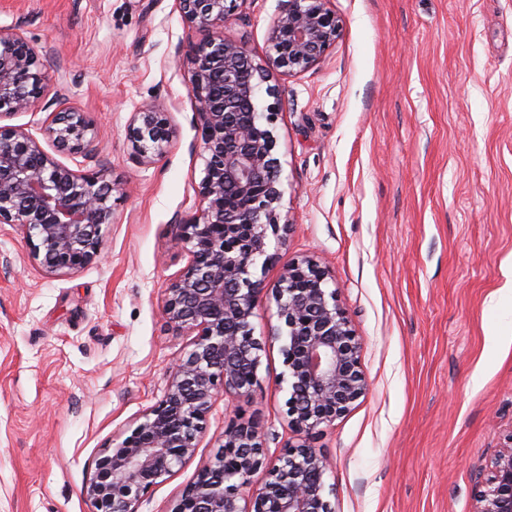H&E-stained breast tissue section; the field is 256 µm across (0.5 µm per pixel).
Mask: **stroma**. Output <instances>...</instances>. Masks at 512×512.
I'll list each match as a JSON object with an SVG mask.
<instances>
[{"label": "stroma", "mask_w": 512, "mask_h": 512, "mask_svg": "<svg viewBox=\"0 0 512 512\" xmlns=\"http://www.w3.org/2000/svg\"><path fill=\"white\" fill-rule=\"evenodd\" d=\"M334 47L272 73L274 151L287 184L276 264L306 256L362 340L369 390L324 426L334 512H469L473 472L512 429V0H329ZM279 0H240L224 26L263 61ZM0 26L39 54L47 88L10 118L38 132L60 105L95 126L75 163L116 184L99 261L51 275L0 224V512H93L97 458L164 396L192 339L168 323L167 283L189 257L177 226L200 206L190 49L176 0H0ZM157 103L175 126L164 158H131L127 127ZM279 344L250 397L217 395L194 457L137 503L172 512L227 425L253 422L269 459L288 426Z\"/></svg>", "instance_id": "stroma-1"}]
</instances>
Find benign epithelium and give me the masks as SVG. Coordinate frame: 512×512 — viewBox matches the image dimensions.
I'll return each mask as SVG.
<instances>
[{
    "label": "benign epithelium",
    "mask_w": 512,
    "mask_h": 512,
    "mask_svg": "<svg viewBox=\"0 0 512 512\" xmlns=\"http://www.w3.org/2000/svg\"><path fill=\"white\" fill-rule=\"evenodd\" d=\"M178 2L185 23L203 33L192 47L190 93L205 165L198 214L177 225L190 260L164 289L163 310L175 330L195 340L175 362L163 399L97 459L83 493L96 512H137L144 493L194 457L218 392L248 397L257 383L265 343L253 336L251 319L265 298L279 320L267 339H286L278 385H287L288 425L300 443L270 463L258 428L231 424L173 512H334L325 497L329 463L310 439L367 392L361 340L317 260L288 263L271 285L254 269L276 261L269 235L288 228L279 224L285 188L273 155L281 95L261 86L272 71L291 75L320 61L336 43L339 20L329 0H280L257 63L246 42L224 36L238 0ZM45 80L25 38L0 29V120L32 109ZM262 90L274 99L263 111ZM42 134L75 156L98 152L92 122L74 107L55 113ZM174 134L159 106L139 107L127 128L133 159L160 160ZM115 190L103 173L82 174L54 159L28 129L0 125V224L21 228L31 259L46 272L78 270L100 257ZM260 469L265 481L251 491L249 478ZM470 512H512V429L479 470Z\"/></svg>",
    "instance_id": "7a95c632"
}]
</instances>
